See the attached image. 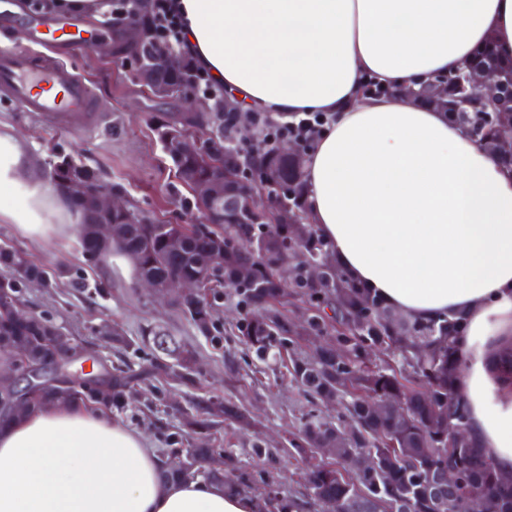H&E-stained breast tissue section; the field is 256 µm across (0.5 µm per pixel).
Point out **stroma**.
Returning a JSON list of instances; mask_svg holds the SVG:
<instances>
[{
	"mask_svg": "<svg viewBox=\"0 0 512 512\" xmlns=\"http://www.w3.org/2000/svg\"><path fill=\"white\" fill-rule=\"evenodd\" d=\"M68 64L94 84L102 106L88 127H68L48 117H36L0 101V133L19 138L36 159L35 171L49 170L56 155L66 154L98 170L102 179L124 188L137 207L163 220L189 223L194 215L182 201L188 192L174 177L170 163L155 135V125L171 112L183 111L174 97L159 98L132 78V66L101 56L92 49H73L65 54ZM22 250L37 264L59 276L52 291L33 289L26 295L27 308L48 314L76 348L69 362L77 373L85 363L109 368L123 360L132 369L161 351L149 336L158 332L174 338L195 357L199 375L195 385L176 381L157 385L142 381L147 396H160L155 419L143 418L139 408L116 412L128 427L152 437L164 446L169 435L180 431L179 408L190 399H218L232 410L212 439L218 448L234 453L239 472L250 473L246 496L259 500L273 477L284 493L300 489V464L293 452L284 450L272 458L251 456L256 440L287 442L308 417L311 405L290 382L281 362H251L234 343L231 328L239 316L238 299L225 291L219 301L221 333L204 336L183 318L173 302H164L139 288L132 264L119 252L99 263L86 264L78 248L76 230H53L33 239L19 225L0 222V245ZM80 271L83 287L68 277Z\"/></svg>",
	"mask_w": 512,
	"mask_h": 512,
	"instance_id": "obj_1",
	"label": "stroma"
}]
</instances>
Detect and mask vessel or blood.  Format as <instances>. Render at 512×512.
<instances>
[{
  "instance_id": "vessel-or-blood-1",
  "label": "vessel or blood",
  "mask_w": 512,
  "mask_h": 512,
  "mask_svg": "<svg viewBox=\"0 0 512 512\" xmlns=\"http://www.w3.org/2000/svg\"><path fill=\"white\" fill-rule=\"evenodd\" d=\"M32 48L0 52V97L25 112L51 114L76 123L95 109V89L60 54L61 48L87 46L94 33L69 17L27 21Z\"/></svg>"
}]
</instances>
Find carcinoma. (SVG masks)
<instances>
[{"label":"carcinoma","instance_id":"carcinoma-1","mask_svg":"<svg viewBox=\"0 0 512 512\" xmlns=\"http://www.w3.org/2000/svg\"><path fill=\"white\" fill-rule=\"evenodd\" d=\"M470 66L507 80L512 76V60L501 59L491 44L477 50ZM456 77H435L419 85L416 99L448 112L460 121L456 109ZM217 133L239 140L245 146H227L224 173L231 177L234 190L240 191L247 175L260 176L271 184L268 202H251L253 210L233 223L210 217L211 208L195 196L184 204L197 214L194 224H154L149 215L130 206L127 221L104 213H94L88 199L69 192L78 182L93 190L105 185L99 173L69 156L53 163L59 187L67 191L73 209L92 224L81 225L79 237L86 263H97L108 251L97 234L95 222L104 221L120 231L117 250L132 263L140 279L166 285L174 278L196 280L202 292L192 299L178 301L182 316L203 335L217 332L213 301L220 290H235L243 308L237 323L239 343L246 354L264 362L275 354H289V373L305 396L318 403L335 399L341 412L334 418L310 415L289 446L306 460L302 473L304 492L286 496L268 482L264 504L266 512H278L283 502L295 512H375L382 506L391 512H465L469 499H486L496 512H512V483L502 482L499 472L474 446L470 438L448 445V427H467L468 407L454 394L457 361L450 344L454 325L446 319L399 321L391 317L394 309L384 305L358 287L336 261L327 264L320 281L309 278L303 260L315 261L328 253L327 243L309 223L304 179L305 155H288L277 147L264 145L252 150L250 137L224 121L222 112L181 113L161 123L157 135L162 143ZM486 144L500 150L498 159L512 163V150L500 148L498 131L488 126L481 131ZM181 184L189 186L215 174L202 148L169 154ZM294 264L291 281L280 278V269ZM41 281L53 287L49 271L30 261L24 252L0 247V349L22 351L0 374V426L19 420L49 405H83L98 410H123L138 396L135 382L141 378H163L179 373L186 385L196 379L192 356L182 352L176 342L153 334L161 350L174 355L177 366L156 357L131 373L112 368L108 387L102 377L87 373L63 387L54 378L40 381L41 387L29 402L17 407L14 402L23 390L16 379L56 367L62 360L60 329L47 314H19L28 283ZM296 296L306 303L305 314L294 324L278 305ZM333 332L331 341L320 345L314 355L295 351L299 337L322 336ZM426 348L424 353L417 346ZM371 399L391 400L403 405L406 416H380L368 409ZM180 414L188 429L199 437L211 435L224 423V405L219 401L193 400ZM340 440L341 468L314 460L315 449L326 440ZM182 435L161 449L165 458H179L166 466L171 481L203 478L239 493L250 481L239 474L224 476V466L233 456L222 448H184ZM372 457L368 468L358 471L347 466L352 453ZM448 467L458 477L459 497L454 506L442 507L429 493L436 474Z\"/></svg>","mask_w":512,"mask_h":512}]
</instances>
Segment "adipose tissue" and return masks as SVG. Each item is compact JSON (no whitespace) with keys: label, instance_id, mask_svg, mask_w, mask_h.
<instances>
[{"label":"adipose tissue","instance_id":"ef3b65f1","mask_svg":"<svg viewBox=\"0 0 512 512\" xmlns=\"http://www.w3.org/2000/svg\"><path fill=\"white\" fill-rule=\"evenodd\" d=\"M181 51L233 104L327 123L306 156V204L337 264L416 320L460 321L455 393L468 433L512 472V394L488 364L512 337V170L447 112L402 99L493 43L512 57V0H178ZM385 95H365L366 83ZM0 135V221L43 237L72 217ZM141 432L91 409L48 407L0 428V512H256L197 479L164 481Z\"/></svg>","mask_w":512,"mask_h":512}]
</instances>
